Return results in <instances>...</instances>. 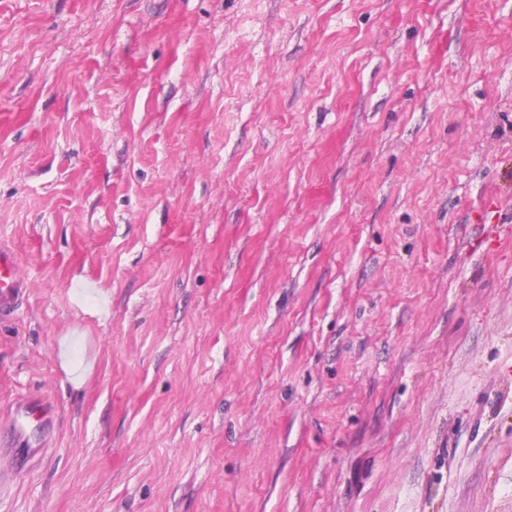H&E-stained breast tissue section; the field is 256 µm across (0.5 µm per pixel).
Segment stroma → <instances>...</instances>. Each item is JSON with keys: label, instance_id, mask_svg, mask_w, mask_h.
I'll use <instances>...</instances> for the list:
<instances>
[{"label": "stroma", "instance_id": "35a3bbf8", "mask_svg": "<svg viewBox=\"0 0 512 512\" xmlns=\"http://www.w3.org/2000/svg\"><path fill=\"white\" fill-rule=\"evenodd\" d=\"M0 512H512V0H0ZM29 293V283L19 272L14 251L0 245V322L12 318ZM2 426L0 480L12 477L19 469L35 465L50 446L54 425L51 403L40 397H21ZM5 465L1 466V457Z\"/></svg>", "mask_w": 512, "mask_h": 512}]
</instances>
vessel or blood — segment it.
I'll return each instance as SVG.
<instances>
[{
    "label": "vessel or blood",
    "instance_id": "vessel-or-blood-1",
    "mask_svg": "<svg viewBox=\"0 0 512 512\" xmlns=\"http://www.w3.org/2000/svg\"><path fill=\"white\" fill-rule=\"evenodd\" d=\"M29 293V283L19 272L14 251L0 245V322L12 318ZM53 425L54 410L48 400L19 398L0 425V455L5 458L0 477L35 465L51 444Z\"/></svg>",
    "mask_w": 512,
    "mask_h": 512
}]
</instances>
